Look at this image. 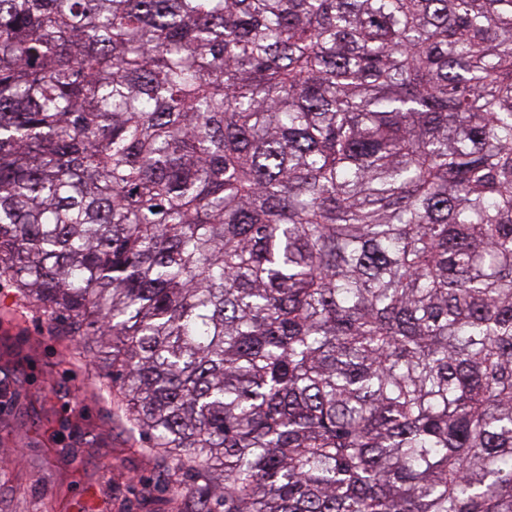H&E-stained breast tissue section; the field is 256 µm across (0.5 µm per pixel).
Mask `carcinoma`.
Returning <instances> with one entry per match:
<instances>
[{
	"label": "carcinoma",
	"instance_id": "cac0c4a2",
	"mask_svg": "<svg viewBox=\"0 0 512 512\" xmlns=\"http://www.w3.org/2000/svg\"><path fill=\"white\" fill-rule=\"evenodd\" d=\"M0 275L198 512H512V0H0Z\"/></svg>",
	"mask_w": 512,
	"mask_h": 512
}]
</instances>
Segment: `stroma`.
<instances>
[{
    "instance_id": "obj_1",
    "label": "stroma",
    "mask_w": 512,
    "mask_h": 512,
    "mask_svg": "<svg viewBox=\"0 0 512 512\" xmlns=\"http://www.w3.org/2000/svg\"><path fill=\"white\" fill-rule=\"evenodd\" d=\"M92 353L0 279V512H197L146 450Z\"/></svg>"
}]
</instances>
